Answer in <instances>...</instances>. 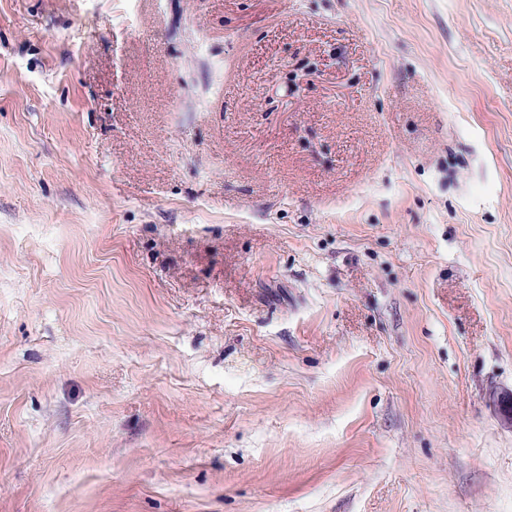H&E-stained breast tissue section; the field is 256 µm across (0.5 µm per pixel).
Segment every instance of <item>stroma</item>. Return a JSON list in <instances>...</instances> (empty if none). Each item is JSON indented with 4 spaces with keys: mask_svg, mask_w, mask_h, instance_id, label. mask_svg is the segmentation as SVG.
<instances>
[{
    "mask_svg": "<svg viewBox=\"0 0 512 512\" xmlns=\"http://www.w3.org/2000/svg\"><path fill=\"white\" fill-rule=\"evenodd\" d=\"M0 512H512V0H0Z\"/></svg>",
    "mask_w": 512,
    "mask_h": 512,
    "instance_id": "obj_1",
    "label": "stroma"
}]
</instances>
